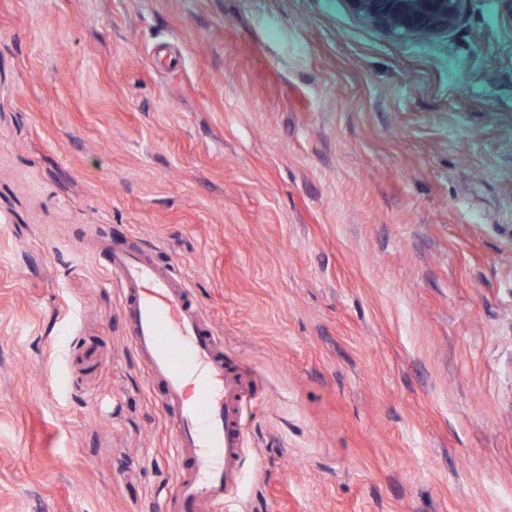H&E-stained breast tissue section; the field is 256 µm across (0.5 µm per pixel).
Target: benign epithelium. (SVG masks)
<instances>
[{
    "label": "benign epithelium",
    "instance_id": "obj_1",
    "mask_svg": "<svg viewBox=\"0 0 512 512\" xmlns=\"http://www.w3.org/2000/svg\"><path fill=\"white\" fill-rule=\"evenodd\" d=\"M470 0H346L349 12L387 37L430 40L454 31Z\"/></svg>",
    "mask_w": 512,
    "mask_h": 512
}]
</instances>
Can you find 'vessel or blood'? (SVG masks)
<instances>
[{"instance_id":"b4317fda","label":"vessel or blood","mask_w":512,"mask_h":512,"mask_svg":"<svg viewBox=\"0 0 512 512\" xmlns=\"http://www.w3.org/2000/svg\"><path fill=\"white\" fill-rule=\"evenodd\" d=\"M98 251L122 292V318L152 387L177 425V474L166 512H224L240 484L251 377L224 357L204 307L151 250L106 240Z\"/></svg>"}]
</instances>
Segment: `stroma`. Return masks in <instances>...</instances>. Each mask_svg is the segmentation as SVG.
Listing matches in <instances>:
<instances>
[{
  "instance_id": "obj_1",
  "label": "stroma",
  "mask_w": 512,
  "mask_h": 512,
  "mask_svg": "<svg viewBox=\"0 0 512 512\" xmlns=\"http://www.w3.org/2000/svg\"><path fill=\"white\" fill-rule=\"evenodd\" d=\"M255 371L237 512H512V0H0V512H159L96 240ZM470 0H346L349 12L387 37L430 40L459 25Z\"/></svg>"
}]
</instances>
